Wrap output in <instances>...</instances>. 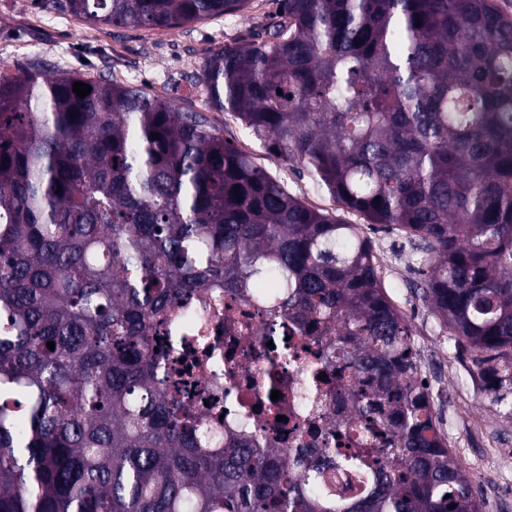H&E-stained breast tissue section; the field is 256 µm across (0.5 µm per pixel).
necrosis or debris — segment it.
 <instances>
[{
    "instance_id": "obj_1",
    "label": "necrosis or debris",
    "mask_w": 512,
    "mask_h": 512,
    "mask_svg": "<svg viewBox=\"0 0 512 512\" xmlns=\"http://www.w3.org/2000/svg\"><path fill=\"white\" fill-rule=\"evenodd\" d=\"M178 333L191 343L195 389L183 401L210 420H223L225 429L255 434L261 447L294 454L316 455L324 438L320 428L333 414L340 430L354 432L350 378L331 372L322 387L320 409L307 406V361L322 349L317 337L289 336L286 328L271 329L266 308L259 301H244L221 292L191 293L173 312ZM304 342V361L283 355L288 345ZM284 393L287 424L266 419L272 391Z\"/></svg>"
}]
</instances>
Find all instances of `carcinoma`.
<instances>
[{
    "label": "carcinoma",
    "instance_id": "obj_1",
    "mask_svg": "<svg viewBox=\"0 0 512 512\" xmlns=\"http://www.w3.org/2000/svg\"><path fill=\"white\" fill-rule=\"evenodd\" d=\"M33 3L154 30L249 0ZM270 4L204 62L208 109L404 233L417 297L512 416V17L498 0ZM221 288L328 339L310 373L357 382L360 447L216 443L169 394L185 371L156 359V329ZM411 336L361 225L288 193L205 115L90 72L0 67V512H482Z\"/></svg>",
    "mask_w": 512,
    "mask_h": 512
}]
</instances>
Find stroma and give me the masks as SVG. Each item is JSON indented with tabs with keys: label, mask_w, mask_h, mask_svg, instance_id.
I'll return each instance as SVG.
<instances>
[{
	"label": "stroma",
	"mask_w": 512,
	"mask_h": 512,
	"mask_svg": "<svg viewBox=\"0 0 512 512\" xmlns=\"http://www.w3.org/2000/svg\"><path fill=\"white\" fill-rule=\"evenodd\" d=\"M269 0H250L237 16H214L166 30L104 26L55 10L36 8L32 0H0V64L30 59L44 62L49 73L86 70L145 91L172 98L186 111L207 112L212 126L294 196L337 218L363 225L380 259V275L394 305L413 327L412 344L421 374L433 391L447 398L457 413L444 436L468 470L482 512H501L493 492L512 486V416L499 413L469 375L468 354L441 327L431 310L414 295L419 276L416 258L404 248L399 231L365 223L318 187L302 167L283 161L228 114L206 111L200 74L206 57L224 44L246 37Z\"/></svg>",
	"instance_id": "obj_1"
}]
</instances>
